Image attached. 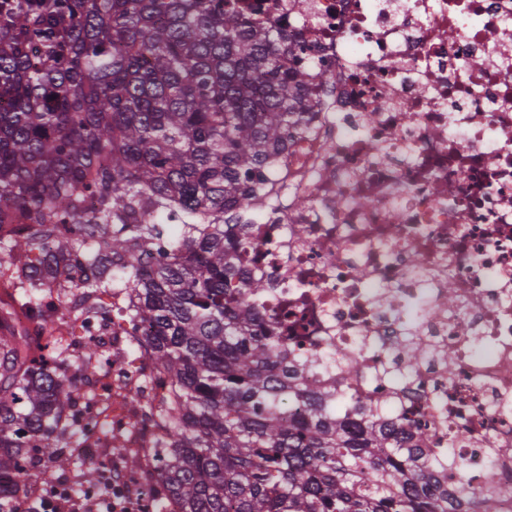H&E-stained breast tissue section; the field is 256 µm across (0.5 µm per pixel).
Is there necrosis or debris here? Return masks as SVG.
Instances as JSON below:
<instances>
[{
	"mask_svg": "<svg viewBox=\"0 0 512 512\" xmlns=\"http://www.w3.org/2000/svg\"><path fill=\"white\" fill-rule=\"evenodd\" d=\"M285 25L307 74L300 131L263 173L238 264L250 303L322 389L354 358L355 396L388 406L429 458L512 499V0H240ZM426 351L408 367L405 330ZM452 347L454 364L438 346ZM115 359L89 383L114 431L140 414ZM108 492L30 478L43 512H141L153 464L107 465Z\"/></svg>",
	"mask_w": 512,
	"mask_h": 512,
	"instance_id": "4bbe7bcc",
	"label": "necrosis or debris"
}]
</instances>
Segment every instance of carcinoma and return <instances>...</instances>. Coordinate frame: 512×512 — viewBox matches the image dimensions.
<instances>
[{
	"label": "carcinoma",
	"mask_w": 512,
	"mask_h": 512,
	"mask_svg": "<svg viewBox=\"0 0 512 512\" xmlns=\"http://www.w3.org/2000/svg\"><path fill=\"white\" fill-rule=\"evenodd\" d=\"M287 55L288 29L236 0H0V227L28 226L0 255L29 285L0 303V501L38 512L25 486L42 462L102 479L62 445L77 408L98 417L72 344L37 354L11 325L17 305L46 324L51 289L67 288L108 327L99 295L131 296L134 347L169 384L145 409L178 512H504L492 481L448 493L383 408L359 400L339 418L250 306L262 284L236 264L252 247L239 220L305 108ZM166 249L174 262H142ZM291 400L304 416L286 426Z\"/></svg>",
	"instance_id": "obj_1"
}]
</instances>
